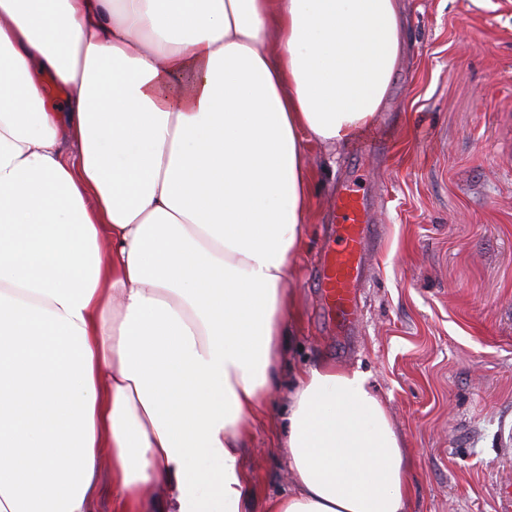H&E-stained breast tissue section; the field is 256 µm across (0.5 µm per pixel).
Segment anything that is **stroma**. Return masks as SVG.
Wrapping results in <instances>:
<instances>
[{"label":"stroma","instance_id":"stroma-1","mask_svg":"<svg viewBox=\"0 0 512 512\" xmlns=\"http://www.w3.org/2000/svg\"><path fill=\"white\" fill-rule=\"evenodd\" d=\"M408 45L386 103L346 145H310L309 236L287 288L300 324L284 379L361 370L411 462V512H500L512 486V0H405ZM366 192L384 234L341 329L315 277L333 202ZM280 412L243 455L253 512L293 484Z\"/></svg>","mask_w":512,"mask_h":512}]
</instances>
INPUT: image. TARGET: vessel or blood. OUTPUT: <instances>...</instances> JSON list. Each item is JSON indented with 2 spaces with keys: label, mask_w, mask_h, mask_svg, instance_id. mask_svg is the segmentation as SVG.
I'll list each match as a JSON object with an SVG mask.
<instances>
[{
  "label": "vessel or blood",
  "mask_w": 512,
  "mask_h": 512,
  "mask_svg": "<svg viewBox=\"0 0 512 512\" xmlns=\"http://www.w3.org/2000/svg\"><path fill=\"white\" fill-rule=\"evenodd\" d=\"M336 241L332 257L322 267L325 302L337 324L358 320L357 286L364 277L368 241L375 232L371 206L356 186H347L335 200Z\"/></svg>",
  "instance_id": "obj_1"
}]
</instances>
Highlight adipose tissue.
<instances>
[{"label":"adipose tissue","instance_id":"adipose-tissue-1","mask_svg":"<svg viewBox=\"0 0 512 512\" xmlns=\"http://www.w3.org/2000/svg\"><path fill=\"white\" fill-rule=\"evenodd\" d=\"M399 0H0V512H249L305 142L371 123ZM50 77L64 92L49 105ZM267 512H410L360 370L295 374Z\"/></svg>","mask_w":512,"mask_h":512}]
</instances>
